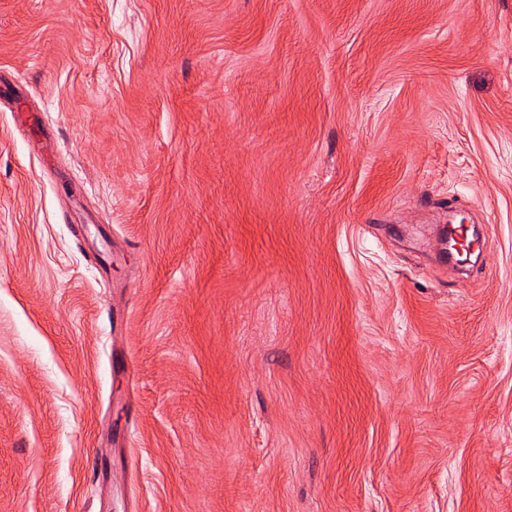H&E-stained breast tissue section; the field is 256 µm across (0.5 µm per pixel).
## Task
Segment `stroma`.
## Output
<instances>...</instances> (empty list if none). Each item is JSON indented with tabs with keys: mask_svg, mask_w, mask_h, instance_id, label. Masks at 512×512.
<instances>
[{
	"mask_svg": "<svg viewBox=\"0 0 512 512\" xmlns=\"http://www.w3.org/2000/svg\"><path fill=\"white\" fill-rule=\"evenodd\" d=\"M0 512H512V0H0Z\"/></svg>",
	"mask_w": 512,
	"mask_h": 512,
	"instance_id": "35a3bbf8",
	"label": "stroma"
}]
</instances>
